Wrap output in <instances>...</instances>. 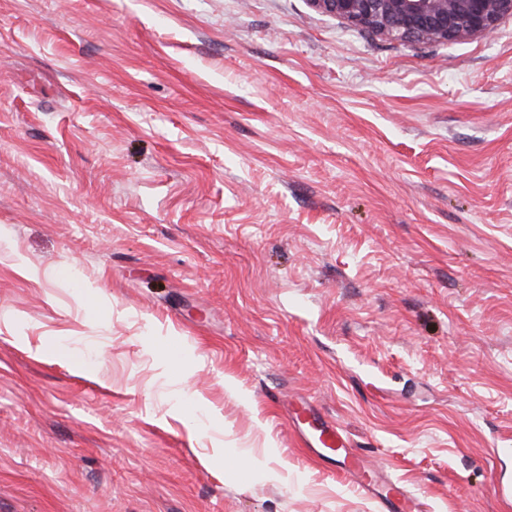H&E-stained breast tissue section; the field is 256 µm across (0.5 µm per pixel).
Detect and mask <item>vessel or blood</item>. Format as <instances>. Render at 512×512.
Here are the masks:
<instances>
[{
  "label": "vessel or blood",
  "instance_id": "obj_1",
  "mask_svg": "<svg viewBox=\"0 0 512 512\" xmlns=\"http://www.w3.org/2000/svg\"><path fill=\"white\" fill-rule=\"evenodd\" d=\"M288 421L304 447L335 459L349 480L364 494L379 498L388 512H419L420 504L408 490L382 477L375 465L355 453L336 424L320 416L305 399L289 401Z\"/></svg>",
  "mask_w": 512,
  "mask_h": 512
}]
</instances>
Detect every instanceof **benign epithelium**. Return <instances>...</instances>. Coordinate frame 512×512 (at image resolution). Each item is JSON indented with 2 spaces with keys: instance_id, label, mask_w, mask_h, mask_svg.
<instances>
[{
  "instance_id": "obj_1",
  "label": "benign epithelium",
  "mask_w": 512,
  "mask_h": 512,
  "mask_svg": "<svg viewBox=\"0 0 512 512\" xmlns=\"http://www.w3.org/2000/svg\"><path fill=\"white\" fill-rule=\"evenodd\" d=\"M316 11L380 37L448 43L492 34L512 0H308Z\"/></svg>"
}]
</instances>
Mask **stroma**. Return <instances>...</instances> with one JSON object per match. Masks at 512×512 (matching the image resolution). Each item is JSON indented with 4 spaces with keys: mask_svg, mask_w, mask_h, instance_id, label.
Masks as SVG:
<instances>
[{
    "mask_svg": "<svg viewBox=\"0 0 512 512\" xmlns=\"http://www.w3.org/2000/svg\"><path fill=\"white\" fill-rule=\"evenodd\" d=\"M296 396L512 512V19L0 0V512H384ZM316 11L380 37L448 43L492 34L512 0H307Z\"/></svg>",
    "mask_w": 512,
    "mask_h": 512,
    "instance_id": "obj_1",
    "label": "stroma"
}]
</instances>
